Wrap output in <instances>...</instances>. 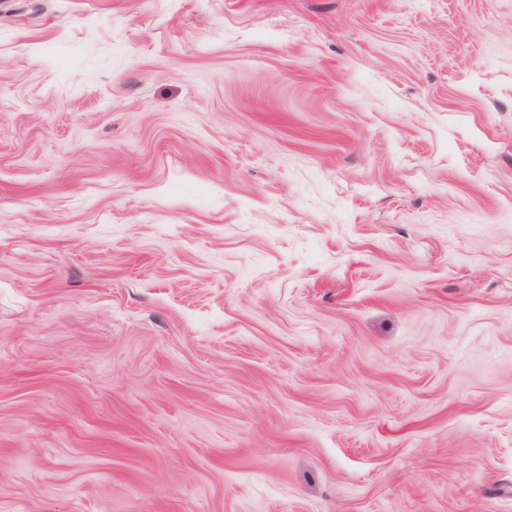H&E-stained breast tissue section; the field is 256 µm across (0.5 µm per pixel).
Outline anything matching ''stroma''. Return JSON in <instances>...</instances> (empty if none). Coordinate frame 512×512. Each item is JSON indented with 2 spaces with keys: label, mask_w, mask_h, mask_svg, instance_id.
<instances>
[{
  "label": "stroma",
  "mask_w": 512,
  "mask_h": 512,
  "mask_svg": "<svg viewBox=\"0 0 512 512\" xmlns=\"http://www.w3.org/2000/svg\"><path fill=\"white\" fill-rule=\"evenodd\" d=\"M0 512H512V0H0Z\"/></svg>",
  "instance_id": "1"
}]
</instances>
